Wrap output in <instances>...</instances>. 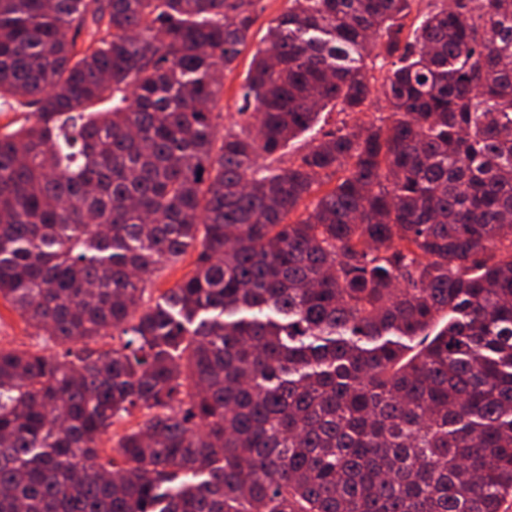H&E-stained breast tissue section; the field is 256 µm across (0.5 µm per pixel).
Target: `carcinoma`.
Listing matches in <instances>:
<instances>
[{"mask_svg": "<svg viewBox=\"0 0 512 512\" xmlns=\"http://www.w3.org/2000/svg\"><path fill=\"white\" fill-rule=\"evenodd\" d=\"M414 2L288 0L221 130L263 0H0V298L81 345L0 348V512H501L512 0ZM339 106L336 109L328 108L326 111L321 113L320 121L317 129H320L321 133H326L332 130L343 128L346 124L348 127H352L356 122H364L379 117L380 115H387V113L380 114L381 110H378L379 103L376 96L372 95L370 102L364 108L365 112H359L357 114L349 112H339ZM331 110V112H328ZM198 249L189 248L178 261L161 264L144 294L145 306H153L169 288L175 287L193 268ZM149 416L146 414L144 410L134 409L132 415L127 417L121 423L112 426V429L108 436L104 437L103 448H107V452L110 453V448H112L113 443L116 441L117 436L124 433L125 430L130 428H137L139 426H144L147 422ZM108 438H110L108 440Z\"/></svg>", "mask_w": 512, "mask_h": 512, "instance_id": "obj_1", "label": "carcinoma"}]
</instances>
